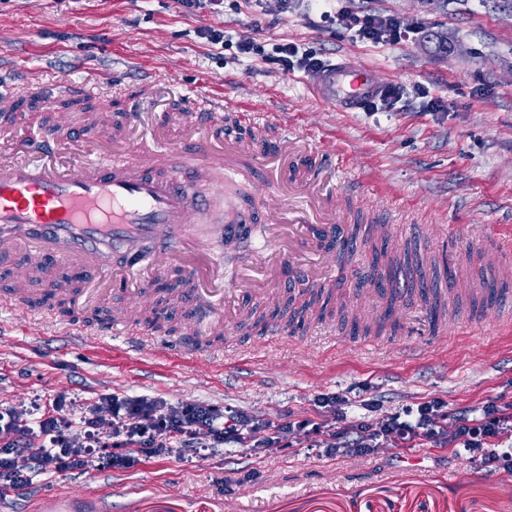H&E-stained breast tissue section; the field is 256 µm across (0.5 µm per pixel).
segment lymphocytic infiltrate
Masks as SVG:
<instances>
[{"mask_svg": "<svg viewBox=\"0 0 512 512\" xmlns=\"http://www.w3.org/2000/svg\"><path fill=\"white\" fill-rule=\"evenodd\" d=\"M320 19L374 45H397L407 37L394 17L347 6L321 11ZM74 404L73 398L59 394L0 409V495L28 487L37 476L131 469L174 453L196 462L221 445L249 446L255 454L270 457L290 448L291 434L306 429L313 435L311 449L320 457L372 456L386 444L414 448L430 443L464 449L481 466L512 468V400L499 398L477 412L452 411L444 400L433 398L382 415L377 403L368 401L364 407L372 416L359 419L349 415L347 397L325 396L319 401L320 421L279 415L265 423L270 436L254 444L244 432L245 414L231 408L220 413L203 403L171 407L147 396L102 394L84 404L75 423L67 415ZM35 435L44 443L33 452L29 442Z\"/></svg>", "mask_w": 512, "mask_h": 512, "instance_id": "f902f5d3", "label": "lymphocytic infiltrate"}]
</instances>
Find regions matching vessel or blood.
I'll return each instance as SVG.
<instances>
[{"mask_svg": "<svg viewBox=\"0 0 512 512\" xmlns=\"http://www.w3.org/2000/svg\"><path fill=\"white\" fill-rule=\"evenodd\" d=\"M98 90L92 77L18 88L1 84L0 108L34 97L52 110L61 100ZM381 90L372 68H353L343 57L324 70L313 97L336 111L356 112ZM224 104L223 96L201 90L187 111L173 115V122L195 132L185 148L144 135L140 107L109 132L108 152L101 141L76 135L63 116L13 139L0 158V268L23 257L21 280L40 278L45 292L55 296L71 294L52 275L58 265L118 285L135 284L133 308L116 312L106 325L107 333L127 337L132 346L144 334L138 311L154 282L178 276L191 285L180 298L193 313L182 346L187 354L201 348L204 335L233 330L248 317V303L273 304L278 291L266 281L269 271L282 269L296 255L322 250L344 224L345 212L338 195L321 186L318 170L297 180L299 158L313 152L307 138L288 137L284 149L260 139L218 138ZM185 168L207 171L212 178L194 184L182 176ZM257 174L274 206L268 234L255 249V262L228 280L211 244L222 238L249 241L251 210L237 211L231 223L213 227L207 238L195 226L214 196ZM484 252L477 300L460 309L458 323L481 325L493 311L500 324L512 327V290L504 286L512 270V245L490 237Z\"/></svg>", "mask_w": 512, "mask_h": 512, "instance_id": "1", "label": "vessel or blood"}]
</instances>
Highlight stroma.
Listing matches in <instances>:
<instances>
[{
	"mask_svg": "<svg viewBox=\"0 0 512 512\" xmlns=\"http://www.w3.org/2000/svg\"><path fill=\"white\" fill-rule=\"evenodd\" d=\"M354 7L395 16L409 40L375 47L339 25L314 26L304 8H284L283 0H225L219 12L181 0H0V80L76 82L98 74L111 97L103 111L109 127L146 100L150 80L167 87L160 109L180 110L204 86L247 104L256 123L228 120L225 133L271 143L287 129L303 133L337 167L339 189L384 199L380 223L410 209L431 225L415 240L394 232L389 253L439 251L440 225L463 227L454 275L462 301H470L471 266L485 236L512 237V0H355ZM210 27L224 29L228 46L203 38ZM441 40L446 50H438ZM240 42L267 49L293 42L331 63L346 55L355 67L372 68L383 86L425 85L449 109L425 112L409 101L388 112H336L310 92L319 72H285L277 61L238 53ZM271 112L283 113V124L266 123ZM372 258L358 238L328 257L344 274V300L366 315L384 300L347 271ZM130 301V288L116 287L96 307L69 309L68 319L86 326L79 339L54 334L57 300H44L38 317L0 311V405L44 394L81 402L144 395L172 406H232L266 420L287 411L317 418L316 398L334 392L378 399L386 411L431 397L452 411L512 399V334L492 318L463 329L446 315L442 335L432 338L418 301L402 311L414 319L412 331L400 325L355 335L338 318L311 315L292 330L298 345L245 325L214 336L210 351L181 356L162 347L190 321L187 307L171 304L159 325H147L150 338L139 348L117 338L96 342L109 312ZM310 443L297 435L273 457L222 447L197 463L168 456L128 470L39 477L0 498V512L86 505L91 512H512V469H481L464 450L388 445L374 458L329 459L309 453ZM220 472L233 480L222 495L211 483Z\"/></svg>",
	"mask_w": 512,
	"mask_h": 512,
	"instance_id": "1",
	"label": "stroma"
}]
</instances>
